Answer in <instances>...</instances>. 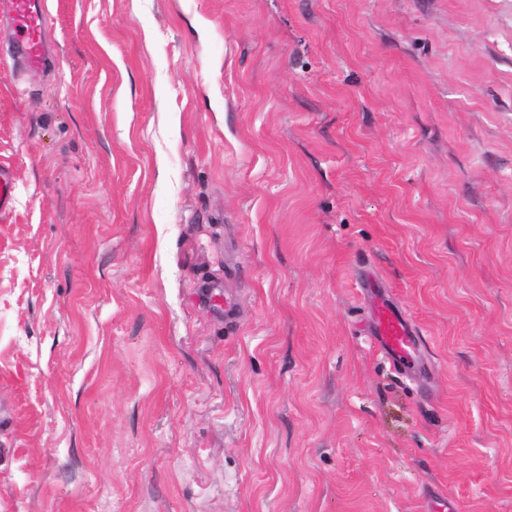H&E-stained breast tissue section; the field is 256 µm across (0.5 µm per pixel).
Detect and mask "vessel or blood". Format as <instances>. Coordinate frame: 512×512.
<instances>
[{
	"instance_id": "vessel-or-blood-1",
	"label": "vessel or blood",
	"mask_w": 512,
	"mask_h": 512,
	"mask_svg": "<svg viewBox=\"0 0 512 512\" xmlns=\"http://www.w3.org/2000/svg\"><path fill=\"white\" fill-rule=\"evenodd\" d=\"M19 27L16 53L26 67L43 69L50 60L44 51V17L34 7V0H11ZM375 310L368 334L388 362L398 370L415 365V351L420 341L418 329L409 315L382 295L374 297Z\"/></svg>"
}]
</instances>
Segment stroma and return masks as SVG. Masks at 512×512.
<instances>
[{"mask_svg":"<svg viewBox=\"0 0 512 512\" xmlns=\"http://www.w3.org/2000/svg\"><path fill=\"white\" fill-rule=\"evenodd\" d=\"M37 2L0 512H512V0ZM361 285L375 296V310L368 336L395 369L413 368L416 363L415 351L420 342L418 329L402 308L375 291L374 284L368 278L364 277Z\"/></svg>","mask_w":512,"mask_h":512,"instance_id":"obj_1","label":"stroma"}]
</instances>
